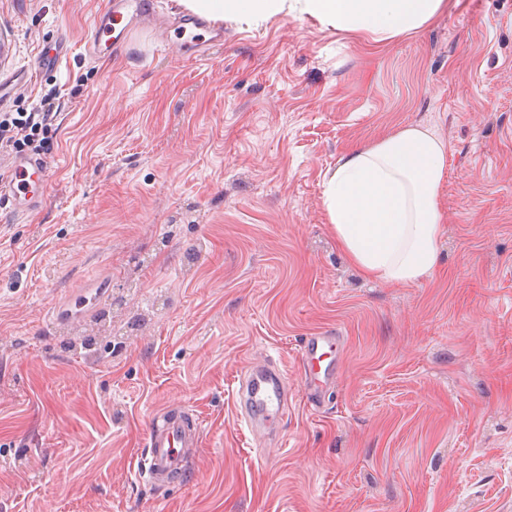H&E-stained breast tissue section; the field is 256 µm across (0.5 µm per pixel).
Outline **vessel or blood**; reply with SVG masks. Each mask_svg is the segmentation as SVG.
Wrapping results in <instances>:
<instances>
[{
  "label": "vessel or blood",
  "instance_id": "obj_1",
  "mask_svg": "<svg viewBox=\"0 0 512 512\" xmlns=\"http://www.w3.org/2000/svg\"><path fill=\"white\" fill-rule=\"evenodd\" d=\"M46 168L42 161L17 157L7 168L8 178L0 182V193L12 196L20 211H27L42 195ZM109 293L106 281L89 282L86 289L72 294L64 306L55 309L53 320L84 321L90 319L98 303ZM333 342L327 336H310L302 347L301 366L313 374L332 352ZM286 385L282 378L241 384L238 401L242 409L261 406L270 420L281 419L286 413ZM198 425L185 416L161 413L156 417L147 440V450L141 473L148 481L161 483L184 467V450L193 445Z\"/></svg>",
  "mask_w": 512,
  "mask_h": 512
}]
</instances>
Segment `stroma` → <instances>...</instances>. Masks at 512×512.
Instances as JSON below:
<instances>
[{
  "label": "stroma",
  "instance_id": "stroma-1",
  "mask_svg": "<svg viewBox=\"0 0 512 512\" xmlns=\"http://www.w3.org/2000/svg\"><path fill=\"white\" fill-rule=\"evenodd\" d=\"M108 2L0 0V79L34 74L0 110L61 109L42 202L0 201V512H512V0L382 43L218 23L198 56L176 0L89 50ZM407 124L447 144V229L435 273L391 288L337 248L322 182ZM92 278V322L49 324ZM313 334L339 345L309 378ZM266 360L288 409L253 429L237 390ZM164 410L201 429L156 487L136 471Z\"/></svg>",
  "mask_w": 512,
  "mask_h": 512
}]
</instances>
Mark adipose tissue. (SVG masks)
Wrapping results in <instances>:
<instances>
[{
	"label": "adipose tissue",
	"instance_id": "adipose-tissue-1",
	"mask_svg": "<svg viewBox=\"0 0 512 512\" xmlns=\"http://www.w3.org/2000/svg\"><path fill=\"white\" fill-rule=\"evenodd\" d=\"M186 12L213 22L259 26L279 15L312 18L340 33L385 42L418 30L446 0H178ZM445 143L418 124L368 146L350 149L327 171L323 205L337 247L362 274L409 286L439 266L446 226L439 188Z\"/></svg>",
	"mask_w": 512,
	"mask_h": 512
}]
</instances>
